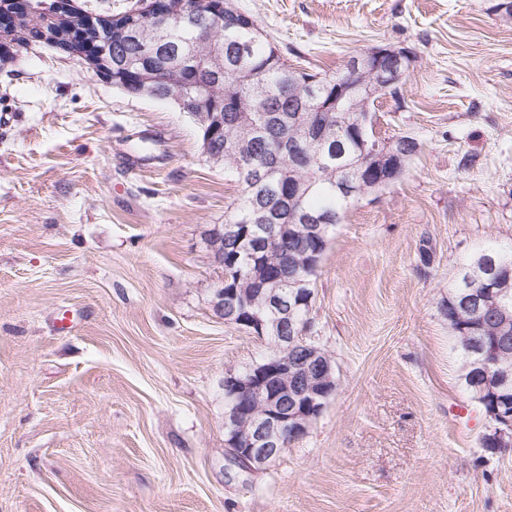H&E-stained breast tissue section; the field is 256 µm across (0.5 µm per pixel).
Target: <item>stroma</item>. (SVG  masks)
I'll use <instances>...</instances> for the list:
<instances>
[{
	"label": "stroma",
	"instance_id": "1",
	"mask_svg": "<svg viewBox=\"0 0 512 512\" xmlns=\"http://www.w3.org/2000/svg\"><path fill=\"white\" fill-rule=\"evenodd\" d=\"M233 2L318 71L376 46L413 59L374 134L418 150L315 278L338 391L265 470L230 466L224 373L267 344L215 313L206 238L241 187L173 102L30 43L0 65V512H512V447H482L440 309L512 244V24L497 0ZM494 261L497 266H508L512 270V245L491 246L476 254L466 263L462 270L461 281L448 293V303L455 304L459 295L465 298L478 295L483 290L481 282L485 278L488 263ZM471 274L470 283L466 282V274Z\"/></svg>",
	"mask_w": 512,
	"mask_h": 512
}]
</instances>
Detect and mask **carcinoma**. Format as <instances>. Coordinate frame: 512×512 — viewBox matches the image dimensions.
Returning a JSON list of instances; mask_svg holds the SVG:
<instances>
[{
    "mask_svg": "<svg viewBox=\"0 0 512 512\" xmlns=\"http://www.w3.org/2000/svg\"><path fill=\"white\" fill-rule=\"evenodd\" d=\"M184 20L171 37L149 59L150 77L163 97L176 94L191 107L203 106L224 113V133L214 140L217 151L224 150V141L236 142V152L224 155V169L235 174L243 191L239 203L227 214L219 228L212 229L208 244L224 240V225L245 224L249 212L264 195L267 202H274L288 195V181H275L259 188L247 168L241 164L262 154L266 140L245 130L240 117L261 126L266 115L279 113L295 117L300 123L310 121L314 112L323 113L322 124L308 137L302 138V149L291 156H284L282 168L311 185L304 196L288 202V208L280 214L279 223L292 224L302 214L331 212L334 223L324 226L323 235L330 237L335 225L342 223L354 200H346L336 191V183L345 175L360 177L358 162L365 145L373 146L372 129H360L358 121L363 104L360 100L334 102L336 86L351 78L364 81L369 73L360 70L354 74L349 69L333 74L327 72H295L280 62L282 54L263 36L254 16L238 9L224 15L221 30L207 39H201L205 20L194 13V0H181ZM44 19L23 20L18 30L20 41H38L39 29ZM99 32L112 60H124L133 65L127 73L132 77L143 66L145 48L155 38L150 25L140 26L134 33L126 29V19H112L107 15L99 23ZM191 58L219 60L217 67L207 70L189 68ZM300 243L279 238L266 244V258L271 271L280 273L283 259ZM512 268V245L491 246L476 254L462 270L461 281L448 293L453 304L460 295L475 296L482 291V279L489 262ZM448 327L451 329L462 353V378L472 400L482 409L487 404L479 398V386L483 377L479 372L496 374L498 370L512 369V345L502 349L492 358L485 353L498 343L499 321L490 316L471 315L463 311L456 318L447 309Z\"/></svg>",
    "mask_w": 512,
    "mask_h": 512,
    "instance_id": "1",
    "label": "carcinoma"
}]
</instances>
